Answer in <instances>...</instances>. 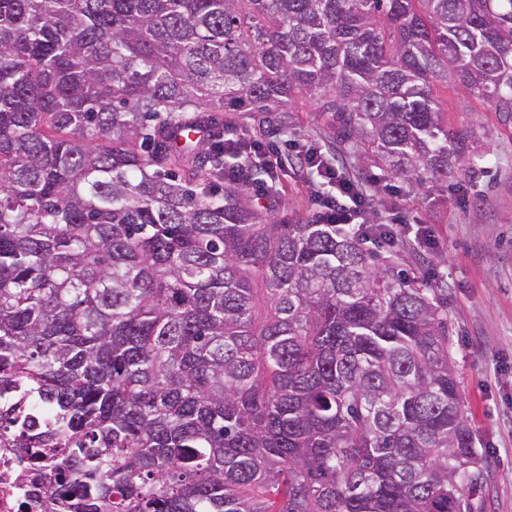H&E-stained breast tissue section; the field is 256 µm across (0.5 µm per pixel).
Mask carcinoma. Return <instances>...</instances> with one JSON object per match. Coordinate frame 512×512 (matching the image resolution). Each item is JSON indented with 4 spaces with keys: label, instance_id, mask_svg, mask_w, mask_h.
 <instances>
[{
    "label": "carcinoma",
    "instance_id": "carcinoma-1",
    "mask_svg": "<svg viewBox=\"0 0 512 512\" xmlns=\"http://www.w3.org/2000/svg\"><path fill=\"white\" fill-rule=\"evenodd\" d=\"M512 119V0H0V394L41 400L39 512H471L448 311L224 169L208 112L310 106L422 187L475 154L434 82Z\"/></svg>",
    "mask_w": 512,
    "mask_h": 512
}]
</instances>
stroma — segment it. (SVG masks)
Instances as JSON below:
<instances>
[{
  "label": "stroma",
  "instance_id": "1",
  "mask_svg": "<svg viewBox=\"0 0 512 512\" xmlns=\"http://www.w3.org/2000/svg\"><path fill=\"white\" fill-rule=\"evenodd\" d=\"M436 99L452 127L472 132L480 158L474 172L413 189L391 179L367 214L369 222L398 218L406 232L392 252L396 269L435 288L448 309L450 348L464 414L483 457V484L473 512H512V122L452 80L436 83ZM326 124L298 113L294 133L265 139L292 154L297 144L325 145ZM280 208L311 213L316 206L306 173L291 165L279 173ZM436 228L425 248L418 225Z\"/></svg>",
  "mask_w": 512,
  "mask_h": 512
}]
</instances>
